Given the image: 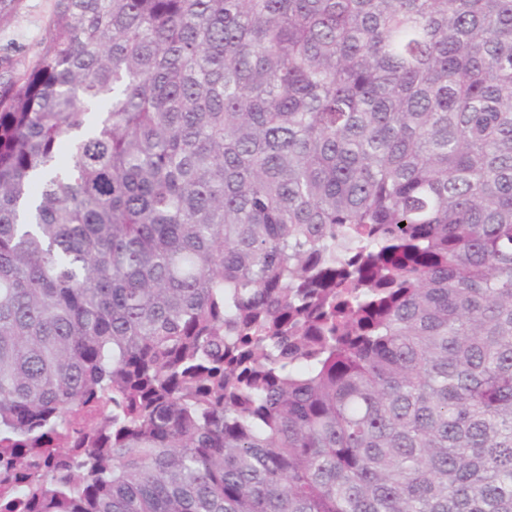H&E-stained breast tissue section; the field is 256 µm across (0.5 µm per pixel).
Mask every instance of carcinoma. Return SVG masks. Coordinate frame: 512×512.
<instances>
[{
  "instance_id": "carcinoma-1",
  "label": "carcinoma",
  "mask_w": 512,
  "mask_h": 512,
  "mask_svg": "<svg viewBox=\"0 0 512 512\" xmlns=\"http://www.w3.org/2000/svg\"><path fill=\"white\" fill-rule=\"evenodd\" d=\"M0 512H512V0H52Z\"/></svg>"
}]
</instances>
